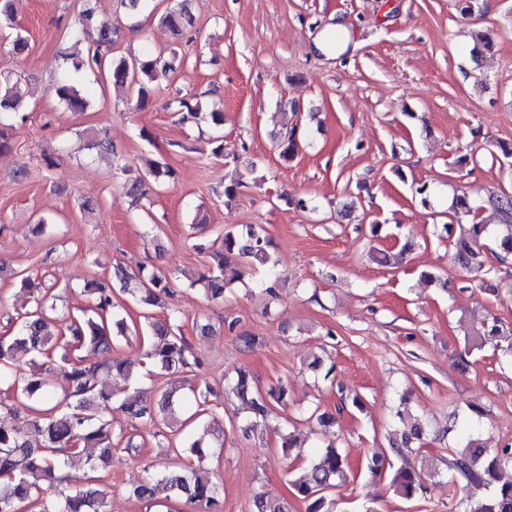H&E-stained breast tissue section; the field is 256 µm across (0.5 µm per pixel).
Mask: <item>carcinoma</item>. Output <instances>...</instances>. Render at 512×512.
<instances>
[{
  "label": "carcinoma",
  "mask_w": 512,
  "mask_h": 512,
  "mask_svg": "<svg viewBox=\"0 0 512 512\" xmlns=\"http://www.w3.org/2000/svg\"><path fill=\"white\" fill-rule=\"evenodd\" d=\"M163 24L173 30L192 26V17L186 0L167 8L161 16ZM15 30L11 40L13 49L24 50L28 39L15 25L13 0H0V24ZM89 27L98 30L85 57L73 63V71L60 78L58 95L67 107L75 111L86 108V96L79 88L85 77L110 81L137 91L138 97L147 94V85L172 70V59L179 51L164 54L145 53L125 56L116 53L117 34L112 22L98 19L89 0H83L77 21L66 27L67 35L79 39ZM177 112L184 121L206 119L219 129L224 125V113L218 109L203 111L197 97L174 100ZM23 99L19 84L5 78L0 81V154L10 150L8 120L22 122ZM296 129L278 137L282 158L288 160L297 152L293 138ZM148 175L156 184L161 178L172 177L173 168L156 160L148 161ZM488 204L499 216L495 237L487 234L484 224H444L448 248L454 261L469 272L482 271L490 257L506 259L512 255V197L506 193L488 197ZM272 242L260 224H240L232 230L219 229L208 243L195 248L208 257L207 272L197 280L206 300L224 297V288L236 280L251 276L261 268L267 276L259 281L261 291L276 294L279 276L271 252ZM128 294L147 313L144 322L130 325L120 317V301L116 292ZM171 292L169 277L146 266L131 272L117 264L112 267L111 280H91L84 293L89 296L86 308L68 312L66 327L59 325V311L54 297L43 292L34 304L16 318L17 328L7 336H0V386L6 387L0 398V411H11L10 398L23 395L31 401L30 426L41 437L33 445L24 432L0 425V512H20L32 506L38 512H109V494L97 483H90L71 493L57 490V472L64 466L87 464L93 471H104L111 466L114 450L123 443V436L112 431L107 414L112 408V392L100 385V366L87 362L86 354L109 351L121 343L138 345L132 357L112 358L108 369L115 375L130 380L139 369L151 368L158 375L188 374L200 367L199 358L181 325L180 311L171 309L164 321L148 312L152 307L162 308L164 297ZM491 343L499 362L512 366V336L506 335L493 319L481 343ZM64 371L66 388L62 394L53 389L49 377L57 370ZM195 411L182 418L176 410L173 397L176 389L161 392L158 406L152 408L136 394L121 401V408L131 422L161 430L176 426L182 429L180 451L190 462L180 470L147 469L142 479L132 488V494L141 501L154 498L159 485H164L176 499H182L191 512H223L224 501L212 472L203 466L208 456L205 438L208 429L195 432V426L209 414L212 394L209 386L189 388ZM232 392L249 403L257 427L273 410V403H281L288 396L285 386L263 391L254 387L250 371L237 370L232 380ZM394 417L402 425L399 436L392 440L393 453L405 458L414 450V444L423 440L426 426L401 403ZM83 448H97V461L81 454ZM449 468L473 490L489 489L490 495L477 499L474 494L460 501L461 512H512V480L502 479L506 469L512 470V445L487 448L472 435L464 437L459 445L449 449ZM366 471L373 477H389L394 493L406 501H415L426 492L424 469L406 465L396 467L386 456L373 454L366 458ZM347 462L342 452L333 445L311 455L308 473L293 482V495L306 503V512H339V501L331 490L346 479ZM254 506L256 512H288V502L265 493L259 494Z\"/></svg>",
  "instance_id": "1"
}]
</instances>
